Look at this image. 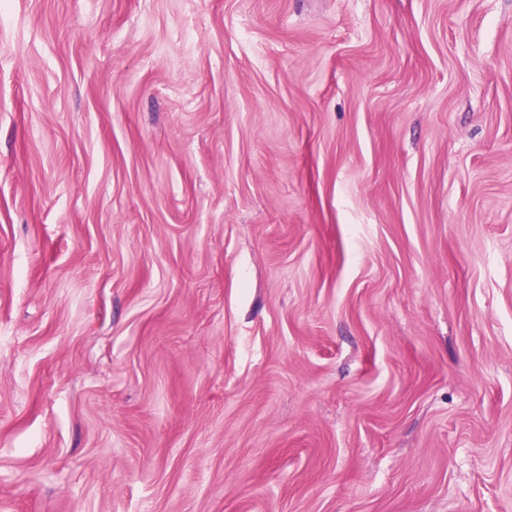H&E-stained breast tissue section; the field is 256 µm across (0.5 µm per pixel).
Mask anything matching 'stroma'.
I'll use <instances>...</instances> for the list:
<instances>
[{
	"label": "stroma",
	"instance_id": "1",
	"mask_svg": "<svg viewBox=\"0 0 512 512\" xmlns=\"http://www.w3.org/2000/svg\"><path fill=\"white\" fill-rule=\"evenodd\" d=\"M0 512H512V0H0Z\"/></svg>",
	"mask_w": 512,
	"mask_h": 512
}]
</instances>
